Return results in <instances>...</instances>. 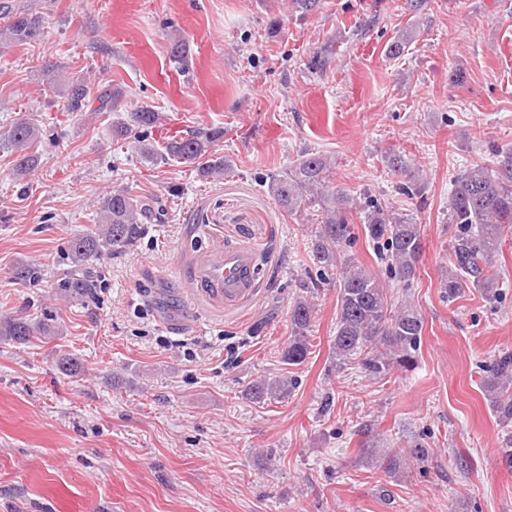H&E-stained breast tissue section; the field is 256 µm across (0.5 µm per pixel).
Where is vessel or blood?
<instances>
[{
  "instance_id": "obj_1",
  "label": "vessel or blood",
  "mask_w": 512,
  "mask_h": 512,
  "mask_svg": "<svg viewBox=\"0 0 512 512\" xmlns=\"http://www.w3.org/2000/svg\"><path fill=\"white\" fill-rule=\"evenodd\" d=\"M253 275L247 252L227 249L201 258L192 272L188 286L192 291L224 301L234 306L250 295Z\"/></svg>"
}]
</instances>
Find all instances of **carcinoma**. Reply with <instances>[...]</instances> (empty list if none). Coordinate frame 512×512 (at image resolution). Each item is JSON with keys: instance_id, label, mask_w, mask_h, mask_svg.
<instances>
[{"instance_id": "1", "label": "carcinoma", "mask_w": 512, "mask_h": 512, "mask_svg": "<svg viewBox=\"0 0 512 512\" xmlns=\"http://www.w3.org/2000/svg\"><path fill=\"white\" fill-rule=\"evenodd\" d=\"M0 47L26 45L44 35L43 18L17 0H0ZM190 49L178 34L169 36L168 55L178 66L188 63ZM47 83L65 95L62 111L77 117L90 106L91 88L79 78H65L57 65L43 67ZM163 117L152 106L141 105L128 118L112 123V138L133 144L138 156L151 162L169 160L194 163L205 160L203 177L231 172L232 162L213 148L224 138V129H190L168 140L163 151L148 139ZM38 129L27 119L14 122L4 135V148L13 156L16 181H23L38 165L35 151ZM328 157L305 153L284 171L270 177L268 190L288 213L315 208L320 220L312 228L314 259L325 268L339 269L337 297L336 359H359L360 368L373 377L387 374L394 363L407 364L417 351L423 334V318L412 307L396 304L375 276L346 260L339 262L337 247L351 235L347 217L350 196L332 185ZM152 206L134 198L125 188H115L101 198L97 208V228L71 238L68 247L70 269L60 279L59 288L69 299L93 298L97 280L89 262L103 256L125 253L138 245L148 232ZM448 223L459 226L450 243L451 268L443 288L457 296L469 288L493 298L499 283L489 271L507 234H512V149L498 150L493 165L473 164L454 179L448 204ZM364 228L391 260L392 276L408 282L416 277V262L422 249L423 229L396 216L387 205L373 202L364 210ZM315 307L305 298L290 309L291 339L283 352L289 365L306 361L309 332ZM56 327L43 320L9 318L0 321V340L27 343L38 336H53ZM291 382L286 377L260 379L247 390L255 403L286 396ZM485 392L504 426L512 424V352L499 354L491 365Z\"/></svg>"}]
</instances>
